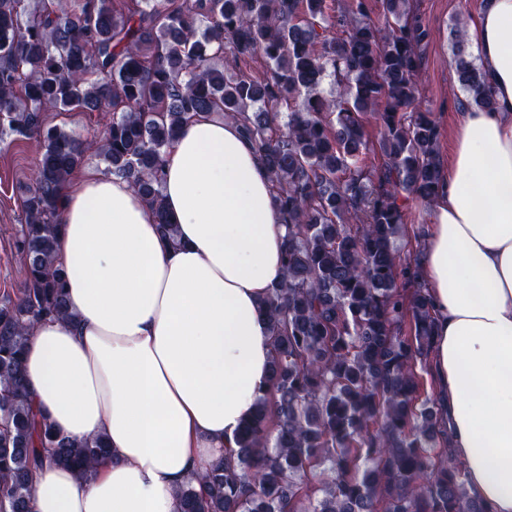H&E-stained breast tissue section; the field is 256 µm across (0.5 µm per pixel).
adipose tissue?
Instances as JSON below:
<instances>
[{
	"label": "adipose tissue",
	"mask_w": 512,
	"mask_h": 512,
	"mask_svg": "<svg viewBox=\"0 0 512 512\" xmlns=\"http://www.w3.org/2000/svg\"><path fill=\"white\" fill-rule=\"evenodd\" d=\"M466 34L496 107L460 113L431 204L430 369L472 496L512 512V0H484ZM163 172L172 238L126 181L88 169L62 187L71 317L33 329L24 388L60 433L109 453L86 480L38 471L33 512H177L269 387L261 301L286 229L266 168L234 123L202 114Z\"/></svg>",
	"instance_id": "adipose-tissue-1"
}]
</instances>
